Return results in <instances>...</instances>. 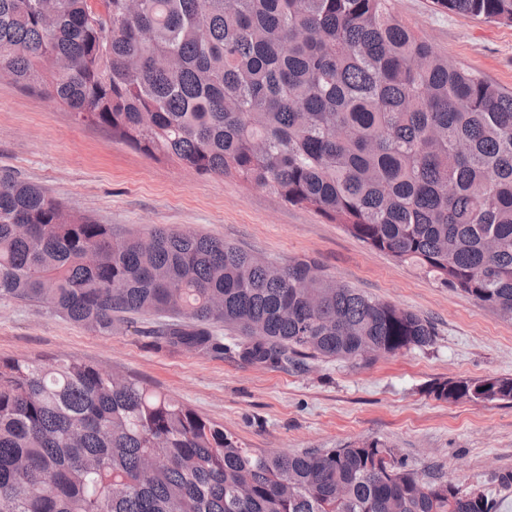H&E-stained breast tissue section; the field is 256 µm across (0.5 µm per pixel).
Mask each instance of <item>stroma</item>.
<instances>
[{"label":"stroma","mask_w":512,"mask_h":512,"mask_svg":"<svg viewBox=\"0 0 512 512\" xmlns=\"http://www.w3.org/2000/svg\"><path fill=\"white\" fill-rule=\"evenodd\" d=\"M399 18L458 66L512 91V26L394 0ZM41 186L121 234L154 225L192 229L277 265L315 261L323 273L430 321L436 341L371 365L307 361L270 369L234 353L212 358L157 347L155 318L99 336L43 305L0 300V356L69 355L134 376L223 425L242 447L304 452L376 439L418 470L483 490L512 512V402L439 401L448 378L512 377V322L418 269L371 249L312 211L286 206L238 180L156 161L46 95L0 81V175Z\"/></svg>","instance_id":"1"}]
</instances>
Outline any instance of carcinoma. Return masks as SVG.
I'll return each instance as SVG.
<instances>
[{
  "label": "carcinoma",
  "instance_id": "1",
  "mask_svg": "<svg viewBox=\"0 0 512 512\" xmlns=\"http://www.w3.org/2000/svg\"><path fill=\"white\" fill-rule=\"evenodd\" d=\"M512 26V0H433ZM112 140L313 211L512 322V92L459 67L392 0H0V79ZM100 335L167 317L158 345L278 368L368 365L435 343L432 323L191 230L118 236L0 175V299ZM437 400L512 402V377ZM378 440L243 448L140 380L76 358L0 357V512H498Z\"/></svg>",
  "mask_w": 512,
  "mask_h": 512
}]
</instances>
